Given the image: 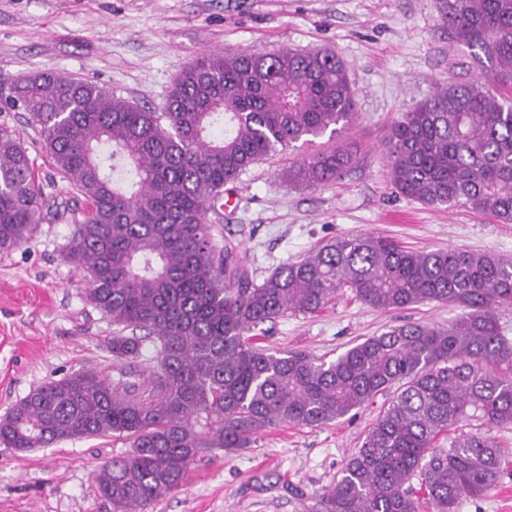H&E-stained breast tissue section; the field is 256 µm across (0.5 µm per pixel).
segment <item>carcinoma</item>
I'll use <instances>...</instances> for the list:
<instances>
[{
  "instance_id": "cac0c4a2",
  "label": "carcinoma",
  "mask_w": 512,
  "mask_h": 512,
  "mask_svg": "<svg viewBox=\"0 0 512 512\" xmlns=\"http://www.w3.org/2000/svg\"><path fill=\"white\" fill-rule=\"evenodd\" d=\"M439 21L481 75L437 86L390 127V183L420 204L511 224L512 0H441ZM6 107L27 113L87 202L69 256L116 332L112 369L31 391L0 419L1 444L125 438L130 454L100 468L95 485L113 512H146L207 450L232 454L267 427H319L386 396L322 512H419L416 475L434 512L495 485L505 451L492 431L512 428V343L498 318L512 309V258L348 234L258 281L208 222L246 168L325 135L336 146L289 167L288 182L343 176L353 155L341 137L357 108L337 55L210 54L181 71L160 112L51 73L18 85ZM38 222L27 150L1 126L0 251ZM345 290L384 312L434 301L462 313L446 327H391L332 361L256 343L259 327L316 314ZM473 421L484 431L464 430Z\"/></svg>"
}]
</instances>
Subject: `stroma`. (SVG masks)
<instances>
[{
    "label": "stroma",
    "mask_w": 512,
    "mask_h": 512,
    "mask_svg": "<svg viewBox=\"0 0 512 512\" xmlns=\"http://www.w3.org/2000/svg\"><path fill=\"white\" fill-rule=\"evenodd\" d=\"M439 0H0V103L39 73L85 79L157 111L180 72L223 51L284 49L337 54L358 94L345 140L353 161L325 186L289 184L300 161L284 152L255 163L224 189L236 203L209 214L218 239L237 247L264 277L346 234L388 236L413 249L463 246L512 257V224L468 209L425 206L396 194L385 136L402 112L438 83L463 74L468 48L437 26ZM33 163L41 221L18 247L0 252V417L36 387L112 362L115 329L87 300L69 257L87 205L54 168L26 113L0 110ZM458 308L436 302L378 311L340 293L315 315L265 324L271 350L333 360L354 341L407 322L447 325ZM376 408L323 427L259 431L234 454L206 452L176 492L146 512H320ZM116 437L63 440L20 453L0 444V512H113L93 481L127 455ZM456 512H512V461L483 497H461Z\"/></svg>",
    "instance_id": "obj_1"
}]
</instances>
